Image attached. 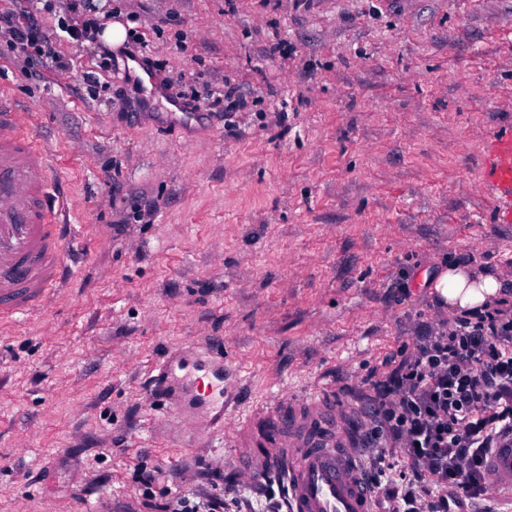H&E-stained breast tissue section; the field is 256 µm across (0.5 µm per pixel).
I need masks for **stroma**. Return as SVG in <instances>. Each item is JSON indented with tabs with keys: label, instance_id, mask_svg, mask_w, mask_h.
Here are the masks:
<instances>
[{
	"label": "stroma",
	"instance_id": "1",
	"mask_svg": "<svg viewBox=\"0 0 512 512\" xmlns=\"http://www.w3.org/2000/svg\"><path fill=\"white\" fill-rule=\"evenodd\" d=\"M137 44L111 70L37 10L57 54L9 87L81 227L47 305L0 321V512H155L207 488L203 465L255 509L282 494L231 463L239 418L324 389L353 411L363 380L451 324L427 278L451 264L501 276L512 223L481 170L512 131V0H100ZM281 52H274V45ZM197 89L254 98L220 112L148 100L124 58ZM95 73L88 88L86 73ZM224 354V427L154 392ZM161 477L145 498L142 468Z\"/></svg>",
	"mask_w": 512,
	"mask_h": 512
}]
</instances>
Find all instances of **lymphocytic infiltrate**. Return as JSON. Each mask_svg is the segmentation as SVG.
<instances>
[{
    "mask_svg": "<svg viewBox=\"0 0 512 512\" xmlns=\"http://www.w3.org/2000/svg\"><path fill=\"white\" fill-rule=\"evenodd\" d=\"M80 25L67 27L76 43H90L101 67L112 50L101 39L94 0H70ZM25 53L28 65L54 58L51 40L30 14L0 13V35ZM372 392L365 431L370 459L367 486L380 512H463L487 493V459L512 433V309L490 308L461 315L444 331L421 337L386 376L368 374ZM406 467L401 481L383 487L396 459ZM211 491L191 492L158 504L157 512H224L236 496L224 471L206 467Z\"/></svg>",
    "mask_w": 512,
    "mask_h": 512,
    "instance_id": "1",
    "label": "lymphocytic infiltrate"
}]
</instances>
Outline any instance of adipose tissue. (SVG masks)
Masks as SVG:
<instances>
[{"label": "adipose tissue", "mask_w": 512, "mask_h": 512, "mask_svg": "<svg viewBox=\"0 0 512 512\" xmlns=\"http://www.w3.org/2000/svg\"><path fill=\"white\" fill-rule=\"evenodd\" d=\"M433 289L441 303L460 314L486 310L504 292L498 278L472 272L457 264L448 266L434 277Z\"/></svg>", "instance_id": "adipose-tissue-1"}]
</instances>
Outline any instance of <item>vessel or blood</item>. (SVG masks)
Masks as SVG:
<instances>
[{"label": "vessel or blood", "instance_id": "vessel-or-blood-1", "mask_svg": "<svg viewBox=\"0 0 512 512\" xmlns=\"http://www.w3.org/2000/svg\"><path fill=\"white\" fill-rule=\"evenodd\" d=\"M28 113L0 91V317L16 319L40 306L59 288L64 246L78 230L66 221L70 201L56 191L54 160L29 134ZM494 191L497 221L512 223V134L494 136L482 170ZM162 366L155 393L176 409L214 406L210 426L223 427L224 359L208 356L189 383ZM340 407L329 392L285 398L263 406L240 435L234 461L253 478H276L287 489L288 512H372L359 465L363 424L357 414L337 420ZM494 482L512 487V436L492 449Z\"/></svg>", "mask_w": 512, "mask_h": 512}]
</instances>
